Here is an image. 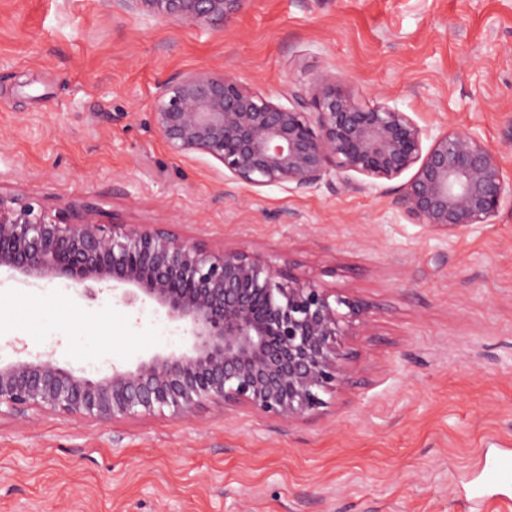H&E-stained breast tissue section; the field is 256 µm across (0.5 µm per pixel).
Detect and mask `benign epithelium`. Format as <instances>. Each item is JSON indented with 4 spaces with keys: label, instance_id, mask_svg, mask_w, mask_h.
I'll return each mask as SVG.
<instances>
[{
    "label": "benign epithelium",
    "instance_id": "1",
    "mask_svg": "<svg viewBox=\"0 0 512 512\" xmlns=\"http://www.w3.org/2000/svg\"><path fill=\"white\" fill-rule=\"evenodd\" d=\"M121 2L157 18L223 25L244 0ZM288 99L277 105L228 73H192L165 90L154 122L172 152L208 155L251 187L297 191L337 175L359 189L413 168L399 203L417 223L447 234L494 223L506 181L498 153L477 133L433 136L395 106L359 104L334 76ZM2 267L26 280H71L90 297L91 285L110 282L116 303L162 311L189 338L102 377L62 367L51 352L0 363V406L24 416L115 422L166 411L186 421L218 405L301 420L349 384L338 339L365 325L359 301L259 252L209 249L149 224H101L87 205L53 213L0 194Z\"/></svg>",
    "mask_w": 512,
    "mask_h": 512
}]
</instances>
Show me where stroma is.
Instances as JSON below:
<instances>
[{"label": "stroma", "mask_w": 512, "mask_h": 512, "mask_svg": "<svg viewBox=\"0 0 512 512\" xmlns=\"http://www.w3.org/2000/svg\"><path fill=\"white\" fill-rule=\"evenodd\" d=\"M190 72L281 106L336 76L432 132L472 130L511 194L445 235L398 205L406 176L292 191L172 153L153 113ZM0 194L100 223L160 224L257 251L362 301L349 386L304 420L209 406L116 423L0 410V512H512L489 461L512 452V0H245L222 26L118 0H0ZM152 308L0 271V360L135 366L183 346Z\"/></svg>", "instance_id": "35a3bbf8"}]
</instances>
